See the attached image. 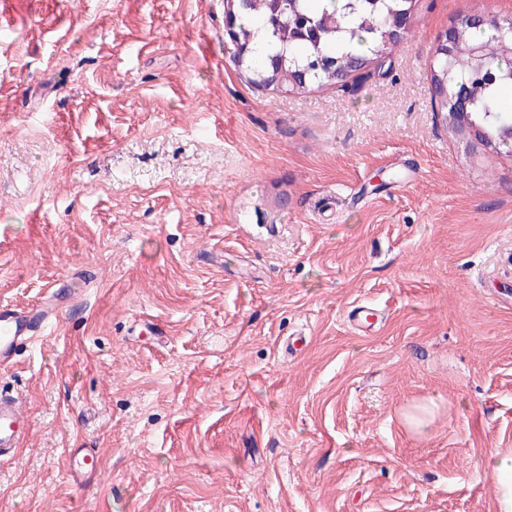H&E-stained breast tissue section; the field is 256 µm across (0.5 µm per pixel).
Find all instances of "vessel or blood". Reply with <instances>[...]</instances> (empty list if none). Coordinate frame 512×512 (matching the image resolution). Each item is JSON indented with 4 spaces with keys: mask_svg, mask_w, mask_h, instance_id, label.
<instances>
[{
    "mask_svg": "<svg viewBox=\"0 0 512 512\" xmlns=\"http://www.w3.org/2000/svg\"><path fill=\"white\" fill-rule=\"evenodd\" d=\"M57 317L58 305L50 289L24 308L1 301L0 365L12 363L20 348L38 342ZM27 424L18 398L0 393V460L10 457L25 438ZM67 468L72 479L80 484L92 482L100 475L97 457L88 448L68 449Z\"/></svg>",
    "mask_w": 512,
    "mask_h": 512,
    "instance_id": "b4317fda",
    "label": "vessel or blood"
}]
</instances>
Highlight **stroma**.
I'll list each match as a JSON object with an SVG mask.
<instances>
[{"mask_svg": "<svg viewBox=\"0 0 512 512\" xmlns=\"http://www.w3.org/2000/svg\"><path fill=\"white\" fill-rule=\"evenodd\" d=\"M474 13L512 0H420L387 76L294 96L239 77L224 0H13L0 301L52 282L61 311L0 366L29 418L0 512H491L512 155L452 136L427 79ZM436 404L433 400L418 403L413 406L412 410L406 413V424L410 429L423 432L429 425V417L433 414V408ZM66 460L68 472L77 483L86 484L100 476L96 454L90 448H69Z\"/></svg>", "mask_w": 512, "mask_h": 512, "instance_id": "1", "label": "stroma"}]
</instances>
